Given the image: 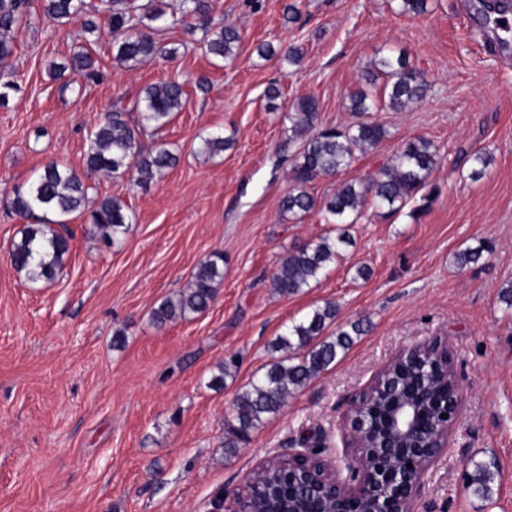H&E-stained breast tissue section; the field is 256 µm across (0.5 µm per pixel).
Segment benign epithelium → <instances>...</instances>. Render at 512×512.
Segmentation results:
<instances>
[{"label":"benign epithelium","mask_w":512,"mask_h":512,"mask_svg":"<svg viewBox=\"0 0 512 512\" xmlns=\"http://www.w3.org/2000/svg\"><path fill=\"white\" fill-rule=\"evenodd\" d=\"M434 351L437 358L450 363L454 389L451 396H442L433 402L434 436L429 437L417 424L412 400L399 403L388 426L374 435L369 453L362 454V438L374 427L364 416L363 405L373 391L383 396L392 392L391 386H382L385 373L400 360L414 356L422 349ZM464 405V391L448 346L437 342H411L402 346L346 406L341 427L347 438L344 467L329 458H322L324 475L334 490L329 512H354L352 504L358 500L365 505L363 512H414L431 469L447 452ZM313 451L306 448H288L264 460L255 472L247 475L242 487L230 499L217 494L207 512H258L256 506L277 495L278 481L260 483L256 473L266 470L281 460L307 458Z\"/></svg>","instance_id":"obj_1"}]
</instances>
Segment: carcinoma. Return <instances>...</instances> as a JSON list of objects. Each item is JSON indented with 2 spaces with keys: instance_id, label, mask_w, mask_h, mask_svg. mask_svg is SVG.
Masks as SVG:
<instances>
[{
  "instance_id": "cac0c4a2",
  "label": "carcinoma",
  "mask_w": 512,
  "mask_h": 512,
  "mask_svg": "<svg viewBox=\"0 0 512 512\" xmlns=\"http://www.w3.org/2000/svg\"><path fill=\"white\" fill-rule=\"evenodd\" d=\"M112 32L113 59L119 65L134 67L146 59L171 57L176 50L167 47L160 36L167 29L165 12L148 10L136 0H101ZM28 0H0V105H6L10 92L16 90L15 73L4 69L14 55L11 32L32 23L27 10ZM426 0H397V11L403 15H421ZM84 0H45L44 13L59 22L81 13ZM180 22L195 25L204 31L206 51L226 60L235 56L240 40L231 24L214 21L211 0H180ZM87 76L98 72L95 59L88 52L74 54L68 63ZM366 82L382 81L381 97L361 90L350 98L349 111L354 120L346 127H318L319 103L315 96L300 98L293 111L286 114L288 131L294 137H306L305 145L291 171V186L281 200L284 215L300 218L313 210L316 199L307 187L324 177L334 176L350 167L353 148L365 151L376 147L388 135L385 126L370 118L371 112L383 107L402 110L423 99L427 80L403 52L387 51L377 58L365 75ZM186 105L183 83L168 79L145 87L138 96L141 108L138 120L131 121L119 104H114L105 121L93 131L86 153V173L110 175L114 178L128 173L146 184L160 180L176 165L178 158L164 147L147 153L138 149L139 137L148 126L160 128L173 114ZM231 145V139L211 135L202 139V151L217 155ZM440 162L438 149L425 139H408L398 148L390 163L364 181H345L321 203V210L334 224H353L366 200L394 212L407 202L420 198L422 207L429 206L438 195L430 178ZM88 186L76 171L58 163L45 165L26 187L13 191L11 207L23 218H37L25 224L21 236L11 247L10 257L15 269L32 283L53 281L70 251V234L63 230L67 218L86 202ZM131 218L125 204L112 196L104 197L90 213L92 232L114 242L126 234ZM348 243L345 230L336 238L328 236L314 244L294 248L279 262L271 279L274 292L288 297L311 287L325 273L329 264L339 257L341 246ZM489 252L485 245L467 248L456 255L462 267L479 263ZM224 282V254L213 253L203 260L189 287L164 299L153 309V324L162 327L188 313H203L214 301L218 287ZM336 305L327 303L310 311L272 343V349L286 356L273 362L266 373L238 393L232 404V416L225 419L224 452L234 454L246 444L250 433L263 420L279 413L288 396L304 388L336 360L338 352L348 350L354 337L364 332L363 322L350 324L333 336L322 337L325 328L336 320ZM434 357L424 352L420 362L395 365L390 376L400 388L409 391L420 382L432 381ZM494 473L478 464L470 474L474 492L485 496L490 492Z\"/></svg>"
}]
</instances>
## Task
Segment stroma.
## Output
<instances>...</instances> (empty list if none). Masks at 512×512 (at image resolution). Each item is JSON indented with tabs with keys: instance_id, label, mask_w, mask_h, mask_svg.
I'll return each mask as SVG.
<instances>
[{
	"instance_id": "35a3bbf8",
	"label": "stroma",
	"mask_w": 512,
	"mask_h": 512,
	"mask_svg": "<svg viewBox=\"0 0 512 512\" xmlns=\"http://www.w3.org/2000/svg\"><path fill=\"white\" fill-rule=\"evenodd\" d=\"M490 0H427L401 16L394 0H213L215 18L238 28L233 59L204 47L202 30L163 34L172 59L127 68L112 58L100 0L58 23L31 0V26L14 30L10 62L17 89L0 106V512H208L217 493L233 496L243 477L285 448L343 455L347 402L405 344L447 341L465 394L450 457L433 469L417 512H512V310L499 299L512 281V44L488 18ZM99 26L95 42L86 18ZM269 42L301 46L291 65L258 57ZM99 62L96 79L54 78L82 48ZM403 50L423 70L422 101L373 112L388 136L356 153L342 173L311 184L317 199L344 181L376 173L410 138L441 161L436 199L391 212L366 203L349 225L351 246L325 276L281 297L270 280L288 249L336 233L323 212L283 216L280 201L304 141L286 118L316 95L319 125L349 124V97L366 88L367 66ZM187 103L166 126L147 128L141 151L164 146L178 162L146 185L89 179L88 207L119 197L129 230L109 244L74 214L70 252L57 279L32 283L11 264L24 220L7 205L15 187L57 161L83 171L91 130L114 103L137 118L146 86L170 77ZM279 98L269 101V88ZM233 138L220 155L200 154L202 137ZM491 162L471 179L474 152ZM489 244L479 264L456 254ZM224 254V282L201 314L162 327L151 312L183 288L212 252ZM366 267L369 277H358ZM334 303L326 335L355 321L366 331L283 410L224 453V418L236 394L279 357L271 343L312 309ZM234 360L223 387L211 384ZM490 465L492 492L474 493L468 473Z\"/></svg>"
}]
</instances>
